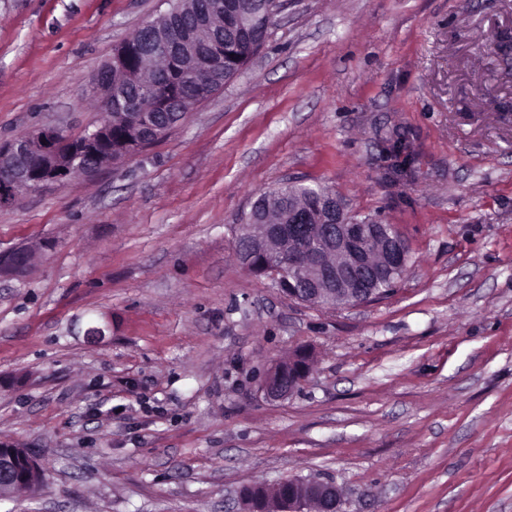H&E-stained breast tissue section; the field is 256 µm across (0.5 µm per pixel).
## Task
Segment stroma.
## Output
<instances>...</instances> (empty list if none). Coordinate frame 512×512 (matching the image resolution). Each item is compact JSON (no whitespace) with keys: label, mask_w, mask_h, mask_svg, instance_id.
<instances>
[{"label":"stroma","mask_w":512,"mask_h":512,"mask_svg":"<svg viewBox=\"0 0 512 512\" xmlns=\"http://www.w3.org/2000/svg\"><path fill=\"white\" fill-rule=\"evenodd\" d=\"M168 0H0V144L102 114L92 73ZM512 0H285L265 47L160 142L0 205V442L45 473L0 512H237L334 480L345 512H512ZM409 247L329 309L235 254L284 181ZM304 348L287 399L264 372ZM308 354V366L298 365L297 373L295 375L294 381L290 384L288 383V377L291 378L293 371L296 367V364L293 366L288 365V359L283 360L277 366L276 371L274 373L273 379L280 383L283 386H288V389L281 388L278 385H274L270 379L269 375H266V372L261 380V392L265 395L266 398L272 400H281L286 399L291 396L295 391H297L302 383L308 378L311 368H310V354Z\"/></svg>","instance_id":"35a3bbf8"}]
</instances>
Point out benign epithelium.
Segmentation results:
<instances>
[{
    "instance_id": "7a95c632",
    "label": "benign epithelium",
    "mask_w": 512,
    "mask_h": 512,
    "mask_svg": "<svg viewBox=\"0 0 512 512\" xmlns=\"http://www.w3.org/2000/svg\"><path fill=\"white\" fill-rule=\"evenodd\" d=\"M142 56L150 61L164 60L172 67L191 70L200 82L224 86L222 45L202 50L187 37L169 41L152 36L140 42ZM93 93L104 106L112 101V62L102 64L93 74ZM107 130L100 127L88 133L73 149L60 138V127L44 126L0 146V201L35 192L49 183H58L72 173H95L93 160L102 156ZM324 223H309V209L288 208L286 224H239L236 233L256 247L287 252L281 266L265 269L278 285L288 284V298L306 304H319L333 298L339 305L354 306L379 297L374 285L393 274H403L408 248L399 234L389 235L380 224H359L348 218L342 199L326 193L318 206ZM310 367L300 365L294 381L284 389L269 376L261 380V392L272 400L286 399L308 378ZM38 459L29 448L0 443V499L18 490L34 489L42 482ZM256 497L239 491L241 512H343V496L330 479L292 477Z\"/></svg>"
}]
</instances>
